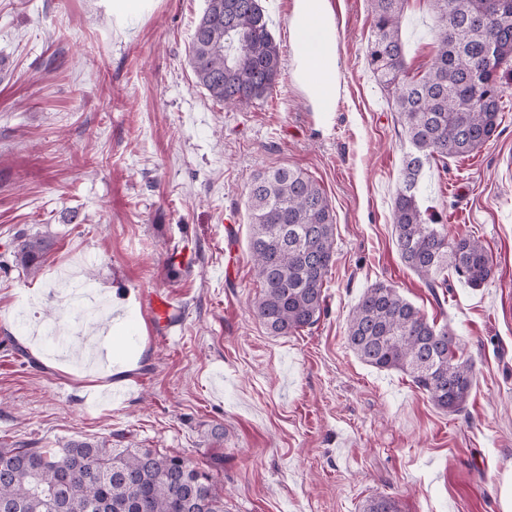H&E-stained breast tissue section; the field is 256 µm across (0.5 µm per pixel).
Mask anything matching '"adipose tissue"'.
Segmentation results:
<instances>
[{"label":"adipose tissue","instance_id":"adipose-tissue-1","mask_svg":"<svg viewBox=\"0 0 512 512\" xmlns=\"http://www.w3.org/2000/svg\"><path fill=\"white\" fill-rule=\"evenodd\" d=\"M290 23L302 37L300 62L303 70L316 73L305 88L320 111H331L336 85V30L327 13V0H295Z\"/></svg>","mask_w":512,"mask_h":512}]
</instances>
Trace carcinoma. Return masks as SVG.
<instances>
[{
	"label": "carcinoma",
	"mask_w": 512,
	"mask_h": 512,
	"mask_svg": "<svg viewBox=\"0 0 512 512\" xmlns=\"http://www.w3.org/2000/svg\"><path fill=\"white\" fill-rule=\"evenodd\" d=\"M436 16V54L418 79L405 70L402 24L407 0H368L373 30L369 66L379 85L394 88L409 145L392 207L402 262L428 286L448 287V271L478 288L494 277L482 243L450 238L424 208L425 167L469 156L500 126L502 81L512 77V0H429ZM197 86L216 102L237 106L262 99L281 70L279 47L259 0H206L189 46ZM248 248L260 293L253 313L275 336L315 325L324 312L335 245V218L325 192L302 170L280 166L252 178ZM54 242L17 238L14 261L37 274ZM353 353L379 370L412 378L447 412L467 402L474 363L457 356L446 324L384 282L366 288L346 322ZM155 448H114L108 440H72L55 450L0 442V512H226L213 469ZM362 512H399L377 496Z\"/></svg>",
	"instance_id": "cac0c4a2"
}]
</instances>
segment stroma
<instances>
[{
	"label": "stroma",
	"instance_id": "stroma-1",
	"mask_svg": "<svg viewBox=\"0 0 512 512\" xmlns=\"http://www.w3.org/2000/svg\"><path fill=\"white\" fill-rule=\"evenodd\" d=\"M281 53L270 93L227 109L197 87L188 45L205 0H0V440L72 439L176 450L217 475L226 512H512V84L496 136L426 173L425 204L449 237L479 239L494 278L449 274L428 288L401 261L392 206L403 148L371 73L366 0H328L337 34L335 109L318 111L298 73L295 0H260ZM406 65L432 64L428 0H408ZM303 170L326 192L336 242L325 311L275 336L255 317L247 190L259 171ZM55 245L42 270L13 261L18 233ZM187 251V266L169 255ZM91 282L120 322L130 370L98 375L86 354L48 350L35 327L64 322L59 287ZM383 281L450 324L475 384L464 408L435 407L410 377L348 348L360 294ZM169 298L172 328L146 295ZM222 429L223 439L212 436Z\"/></svg>",
	"mask_w": 512,
	"mask_h": 512
}]
</instances>
